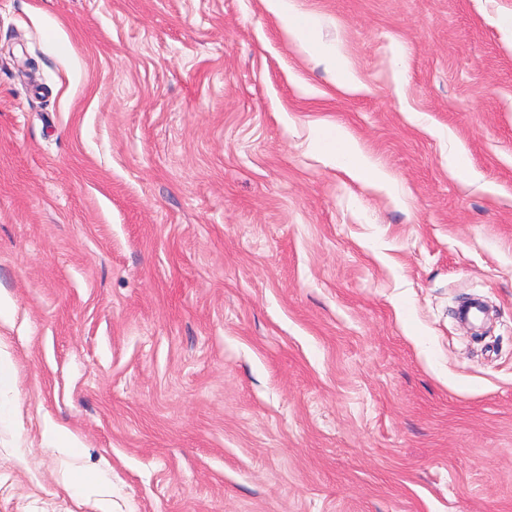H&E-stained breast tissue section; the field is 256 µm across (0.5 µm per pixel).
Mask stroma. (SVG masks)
<instances>
[{
	"label": "stroma",
	"instance_id": "stroma-1",
	"mask_svg": "<svg viewBox=\"0 0 512 512\" xmlns=\"http://www.w3.org/2000/svg\"><path fill=\"white\" fill-rule=\"evenodd\" d=\"M290 2L0 0V512H512V0ZM268 12L278 17L291 39L297 40L306 51L314 47L311 38L313 22L294 13L287 0H264ZM338 147L331 152L332 160L359 179L377 185L381 188H389V179L385 172L375 164L362 150L351 140L337 133ZM44 437L49 447L56 448L66 456L73 455L79 447L77 439L72 433L53 422H47Z\"/></svg>",
	"mask_w": 512,
	"mask_h": 512
}]
</instances>
